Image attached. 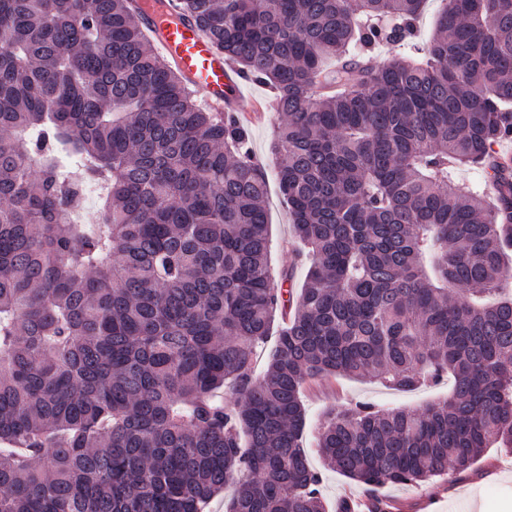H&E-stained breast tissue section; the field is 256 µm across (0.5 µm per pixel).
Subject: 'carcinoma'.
I'll use <instances>...</instances> for the list:
<instances>
[{
	"mask_svg": "<svg viewBox=\"0 0 512 512\" xmlns=\"http://www.w3.org/2000/svg\"><path fill=\"white\" fill-rule=\"evenodd\" d=\"M181 0L281 116L271 150L309 264L283 299L267 173L198 103L132 0H0V512H327L307 383L411 391L333 409L324 464L420 487L512 448V0ZM336 67L323 69L325 58ZM481 165L495 195L454 179ZM100 191L94 224L84 192ZM262 379L253 363L272 332ZM441 0H428L425 10L417 23L415 43H424L432 34L436 15L441 8Z\"/></svg>",
	"mask_w": 512,
	"mask_h": 512,
	"instance_id": "cac0c4a2",
	"label": "carcinoma"
}]
</instances>
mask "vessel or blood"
I'll list each match as a JSON object with an SVG mask.
<instances>
[{
  "instance_id": "vessel-or-blood-1",
  "label": "vessel or blood",
  "mask_w": 512,
  "mask_h": 512,
  "mask_svg": "<svg viewBox=\"0 0 512 512\" xmlns=\"http://www.w3.org/2000/svg\"><path fill=\"white\" fill-rule=\"evenodd\" d=\"M178 0H134V13L163 55L217 111L241 116L245 80L195 22L180 14Z\"/></svg>"
}]
</instances>
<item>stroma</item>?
<instances>
[{"label": "stroma", "mask_w": 512, "mask_h": 512, "mask_svg": "<svg viewBox=\"0 0 512 512\" xmlns=\"http://www.w3.org/2000/svg\"><path fill=\"white\" fill-rule=\"evenodd\" d=\"M247 101L260 103L263 117L249 123L248 146L255 161L264 169L273 166L270 141L274 127L280 120L273 109L272 90L251 81L245 87ZM267 213L270 224L271 249L269 265L274 275L290 273L293 288H300L306 269V260L291 245L292 226L288 209L280 195L277 182H270L267 195ZM449 381L403 392L366 379L336 378L309 386L305 393L307 410L304 438L313 444L325 413L334 406H345L357 401L379 407L416 410L447 398ZM312 467L321 470L322 494L328 506H335L343 496L365 499L364 486L325 468L317 452H310ZM380 496L400 503V512H512V450L490 448L467 471L448 475L415 489L404 485H388L380 489Z\"/></svg>", "instance_id": "1"}]
</instances>
